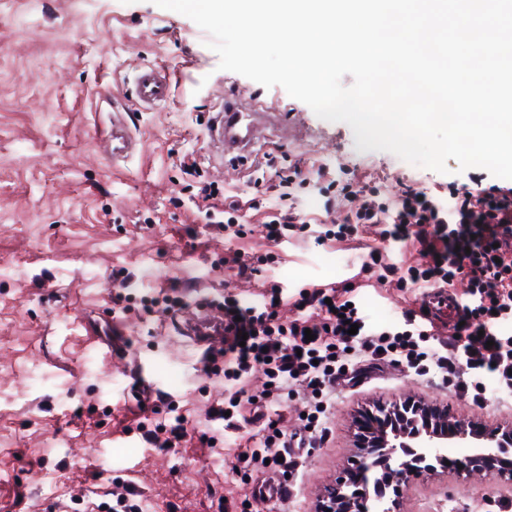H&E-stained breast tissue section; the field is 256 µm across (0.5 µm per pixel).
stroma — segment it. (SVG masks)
<instances>
[{
  "label": "stroma",
  "mask_w": 512,
  "mask_h": 512,
  "mask_svg": "<svg viewBox=\"0 0 512 512\" xmlns=\"http://www.w3.org/2000/svg\"><path fill=\"white\" fill-rule=\"evenodd\" d=\"M209 41L190 18L153 0H0V512H58L116 476L151 512H217L211 502L221 496L247 500V512H315L357 460V421L374 406L411 395L464 421L512 426V398L480 407L440 378L388 366L357 386L337 387L331 436L323 447L297 449L291 497L254 494V485L281 478L276 468L240 483L241 433L227 434L220 448L202 447L205 411L223 396L224 378L203 372L200 350L179 326L207 301L231 293L257 302L274 282L289 296L348 281L377 328L420 305V291L361 274L373 235L316 243L324 220H342L358 205L339 195L325 212L312 184L319 169L338 185L374 184L388 197L408 185L444 198L452 182L475 192L500 183L481 168L459 171L452 159L439 173L387 151H358L346 123L319 118L282 87L219 69ZM144 62L168 68L174 90L151 110L131 98ZM228 94L304 125V142L273 127L248 157L220 158L209 127ZM102 95L111 104L99 103ZM115 103L139 141L118 163L98 143ZM267 153L275 163L258 173ZM192 161L194 174L186 169ZM297 168L308 178L296 195L309 226L281 242L265 236L267 210L248 211L245 237L232 239L194 205L204 182L245 200L268 198L271 185ZM236 251L276 262L242 275L229 261ZM119 268L139 287L177 286L185 308L120 311L112 301ZM145 384L187 416L181 447L149 448L125 433L137 408L133 393ZM508 499L512 483L469 482L441 469L403 485L400 512H498V501Z\"/></svg>",
  "instance_id": "1"
}]
</instances>
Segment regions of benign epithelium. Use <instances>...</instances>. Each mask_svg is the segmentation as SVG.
<instances>
[{"mask_svg": "<svg viewBox=\"0 0 512 512\" xmlns=\"http://www.w3.org/2000/svg\"><path fill=\"white\" fill-rule=\"evenodd\" d=\"M366 424L358 425L361 437L358 447L364 451L356 466L336 483L320 501L317 512H368L369 500L377 502L376 512H397L401 485L408 478L422 472L434 473L436 469L425 470L412 467L403 459L401 449L406 447L402 439L408 437L406 430H389L391 422L400 419L422 421L425 428L411 436V444L417 456L438 464L448 459V448L454 445L480 442L478 448L460 462L458 473L466 480L489 478L512 483V461L504 458V453L512 450V428L489 429L470 422L465 424L446 409L426 405L412 398L390 408L377 407L363 414ZM384 449L386 459L385 476L380 479L382 488H392L393 498L385 500V495L370 496L369 486L377 482L369 473L375 469L370 450Z\"/></svg>", "mask_w": 512, "mask_h": 512, "instance_id": "obj_1", "label": "benign epithelium"}]
</instances>
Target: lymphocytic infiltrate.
<instances>
[{"label":"lymphocytic infiltrate","mask_w":512,"mask_h":512,"mask_svg":"<svg viewBox=\"0 0 512 512\" xmlns=\"http://www.w3.org/2000/svg\"><path fill=\"white\" fill-rule=\"evenodd\" d=\"M367 231L383 244L415 239L423 260L400 268L370 252L361 272L381 268L401 288L463 283L467 302L462 326L454 338L443 339L422 329L416 311L409 309L402 324L372 327L346 287L301 289L292 303L297 315L286 320L277 311L279 288L257 304L225 295L218 304L224 315V346L207 350L202 363L206 373H223L228 388L224 400L209 406L208 422L235 432L241 428L242 398L277 413L296 391L310 396L297 436H288L275 420L248 436L241 482H249L253 471L269 461L283 475L295 476L294 444L312 448L323 442L334 385L348 376L360 377L366 356L404 365L421 377L445 378L462 364L470 377L457 380L455 388L474 403H486L489 378L498 392L512 396V335L500 330L503 322H512V186L476 193L452 184L444 201L411 187L385 201L374 190L339 222L333 237L345 240ZM353 323L358 326L354 332L349 329ZM257 363L265 365L267 382L260 394L250 397L246 383ZM186 422L180 407L171 403L163 417L138 420L136 431L149 447L174 448L186 435Z\"/></svg>","instance_id":"lymphocytic-infiltrate-1"}]
</instances>
